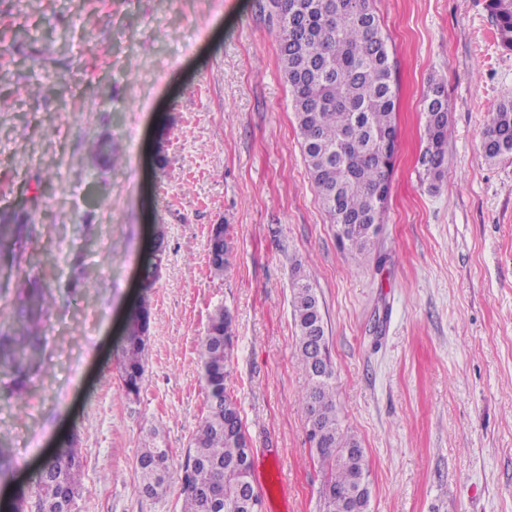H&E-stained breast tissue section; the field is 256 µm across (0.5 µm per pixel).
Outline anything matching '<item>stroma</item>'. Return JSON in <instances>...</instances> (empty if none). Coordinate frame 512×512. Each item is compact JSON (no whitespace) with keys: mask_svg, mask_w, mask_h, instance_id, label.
I'll list each match as a JSON object with an SVG mask.
<instances>
[{"mask_svg":"<svg viewBox=\"0 0 512 512\" xmlns=\"http://www.w3.org/2000/svg\"><path fill=\"white\" fill-rule=\"evenodd\" d=\"M266 4L0 0V95L13 103L0 112V224L33 226L14 237L15 286L75 285L50 314L25 399L9 400L14 379L0 375V445L16 459L0 502L29 494L41 461L74 438L73 512H180L179 482L146 496L134 462L155 426L185 463L206 414L199 343L221 306L252 468L282 473V491L261 490L263 512H321L294 356L299 262L315 273L371 512H512V156L491 164L481 152L490 113L512 96V51L486 0H373L398 139L376 255L360 259L318 202ZM433 78L452 130L435 189L418 162ZM99 136L112 139L111 162L88 151ZM217 223L232 243L220 275L208 258ZM159 230L166 260L148 288ZM143 299L149 356L131 403L118 353Z\"/></svg>","mask_w":512,"mask_h":512,"instance_id":"stroma-1","label":"stroma"}]
</instances>
